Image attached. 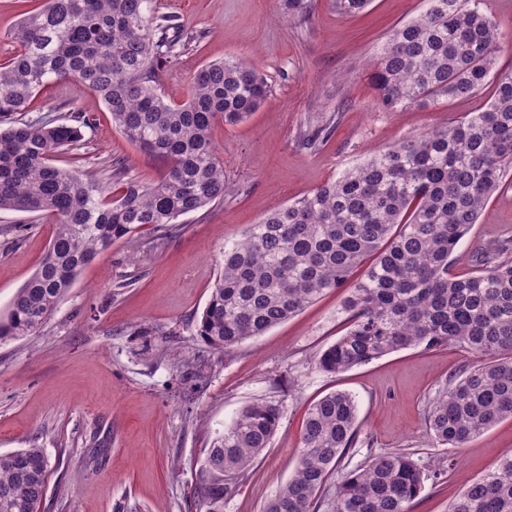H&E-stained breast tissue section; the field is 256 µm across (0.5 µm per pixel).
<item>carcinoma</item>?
<instances>
[{
	"label": "carcinoma",
	"instance_id": "obj_1",
	"mask_svg": "<svg viewBox=\"0 0 512 512\" xmlns=\"http://www.w3.org/2000/svg\"><path fill=\"white\" fill-rule=\"evenodd\" d=\"M152 2L45 0L10 34L16 52L0 66V119L28 111L47 82L69 81L90 90L112 124L165 172L145 183L118 163L104 182L60 165L83 142L88 120L79 107L75 125L42 117L0 126V211L55 218L45 257L0 316L1 345L38 333L113 242L132 244L149 226L171 235L179 217L224 199L213 129L247 120L270 85L253 64L211 62L188 100L166 102L160 73L188 41L179 18L153 20ZM511 41L480 0H428L425 11L395 27L370 72L383 111L436 106L488 84L493 96L480 111L401 139L251 225L224 248L223 270L196 325L201 341L229 354L324 293L346 288V331L316 356L320 370L338 375L401 349L459 344L489 361L432 399V439L463 448L512 419V239L493 244L467 276L452 272L459 243L512 168V65L499 64ZM364 262V274L351 281ZM175 365L201 393L204 365L186 356ZM281 417L271 400L240 410L202 460L195 512H224V500L269 447ZM357 435L352 394L335 390L311 404L295 473L265 512H318V493ZM47 467L37 447L0 454V512H42ZM423 490L413 454H377L342 478L331 512H412ZM448 512H512V455L470 484Z\"/></svg>",
	"mask_w": 512,
	"mask_h": 512
}]
</instances>
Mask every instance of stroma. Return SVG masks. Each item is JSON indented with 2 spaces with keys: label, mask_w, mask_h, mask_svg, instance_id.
Returning <instances> with one entry per match:
<instances>
[{
  "label": "stroma",
  "mask_w": 512,
  "mask_h": 512,
  "mask_svg": "<svg viewBox=\"0 0 512 512\" xmlns=\"http://www.w3.org/2000/svg\"><path fill=\"white\" fill-rule=\"evenodd\" d=\"M427 6L371 0L343 15L334 0H309L306 13L288 19L281 0H154V15L179 17L195 38L161 73L165 101H186L200 68L222 59L260 67L271 93L247 121L214 130L228 183L223 201L181 216L176 234L144 227L136 245L119 241L102 250L40 333L0 345V453L43 449V512H189L207 449L243 406L263 397L280 401V425L224 512H263L295 470L309 405L337 389L355 396L359 422L357 445L339 473L371 455L413 453L428 475L413 512H448L465 487L512 454V419L464 448L439 447L429 437V400L483 362L463 347L401 350L337 377L320 371L317 354L345 328L343 292L324 294L228 355L196 334L224 248L251 224L491 98L488 86L436 106L378 107L367 66L389 32ZM74 104L90 119L81 170L104 178L121 160L140 180L163 175L162 164L132 146L88 90L49 82L25 117L70 123ZM325 124L332 135L306 145ZM53 232L49 216L0 211L1 313L39 266ZM503 236L512 237L510 185L491 197L459 243L454 273H469L484 246ZM178 354L206 364L197 400L184 396Z\"/></svg>",
  "instance_id": "35a3bbf8"
}]
</instances>
